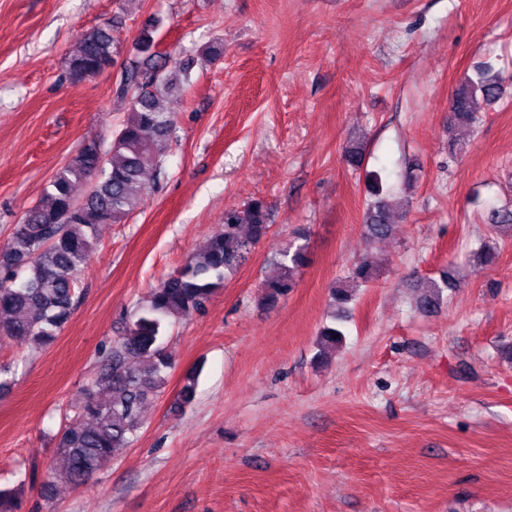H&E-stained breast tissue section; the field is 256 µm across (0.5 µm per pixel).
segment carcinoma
<instances>
[{
  "instance_id": "cac0c4a2",
  "label": "carcinoma",
  "mask_w": 512,
  "mask_h": 512,
  "mask_svg": "<svg viewBox=\"0 0 512 512\" xmlns=\"http://www.w3.org/2000/svg\"><path fill=\"white\" fill-rule=\"evenodd\" d=\"M115 47L110 23L82 33L69 59L72 76L82 80L110 69ZM192 66L187 60L172 72L165 62L145 71H125L122 92L133 89L135 94L127 118L112 139L110 157L102 156L97 142L84 144L53 176L45 201L31 207L14 226L10 241L0 248L1 337L39 345L58 337L75 309L78 277L98 244V225L121 223L141 200L145 175L162 170L173 123L160 110L159 96L188 82ZM511 81V75L491 64L466 78L449 99L448 127L479 125L481 104L500 101ZM81 182L90 184V192L79 202L73 190ZM381 192L376 174L371 186L376 200L367 204L363 215L365 233L371 239L387 236L392 226L390 210L379 199ZM488 220L496 234L512 238V204L489 206ZM271 227L270 210L261 198L250 200L241 210L224 211V232L151 290L127 335L101 353L99 369L74 404V415L56 434L55 450L62 466L48 472L42 484L44 494H51L57 482L83 486L124 456L142 428L143 406L159 396L172 366V355L162 342L165 323L205 309L224 279L269 237ZM304 238V232H297L296 240L272 258L277 274L262 283L259 305L275 308L296 287L298 275L309 263ZM376 277L367 259L355 261L347 281L331 287L334 305L344 309L353 300V288ZM447 287L445 278L424 285L420 308L437 307ZM343 338L340 329L324 327L317 357H325ZM132 356L146 358L148 363L134 368L129 365ZM195 393L196 376L189 373L177 396L179 405L191 403ZM19 490L18 486L0 487V512H19Z\"/></svg>"
}]
</instances>
